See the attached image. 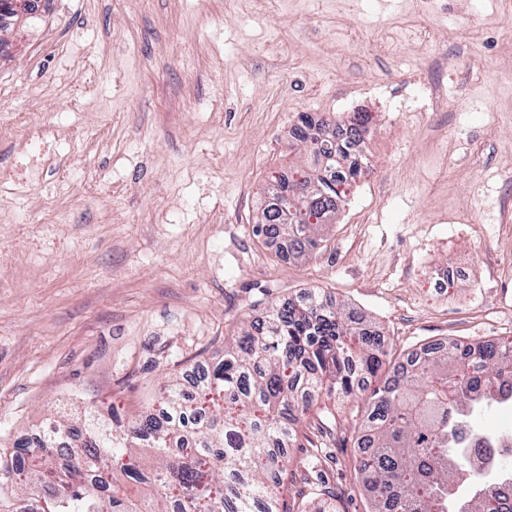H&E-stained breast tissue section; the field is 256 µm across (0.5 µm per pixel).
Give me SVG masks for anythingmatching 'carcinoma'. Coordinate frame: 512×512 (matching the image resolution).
Segmentation results:
<instances>
[{
	"instance_id": "obj_1",
	"label": "carcinoma",
	"mask_w": 512,
	"mask_h": 512,
	"mask_svg": "<svg viewBox=\"0 0 512 512\" xmlns=\"http://www.w3.org/2000/svg\"><path fill=\"white\" fill-rule=\"evenodd\" d=\"M369 124L366 112L344 130L301 116L295 136L314 166L272 178L256 235L316 249L360 172ZM388 356L352 313L318 294L290 300L224 346L193 390L164 386L124 434L86 411L43 426L35 448H0V512H282L288 449L323 396L364 400L357 471L370 512H512V474L469 465L496 449L462 431L482 405L512 402V337L443 341L392 366ZM121 479L140 495L120 493Z\"/></svg>"
}]
</instances>
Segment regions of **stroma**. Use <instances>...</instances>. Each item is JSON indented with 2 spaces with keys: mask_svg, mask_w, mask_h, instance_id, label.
<instances>
[{
  "mask_svg": "<svg viewBox=\"0 0 512 512\" xmlns=\"http://www.w3.org/2000/svg\"><path fill=\"white\" fill-rule=\"evenodd\" d=\"M371 116L313 254L254 233L300 114ZM52 128L48 171L9 176ZM512 0H40L0 28V441L165 381L310 291L394 354L512 336ZM453 269L448 287L435 273ZM281 498L369 512L354 405L301 420Z\"/></svg>",
  "mask_w": 512,
  "mask_h": 512,
  "instance_id": "1",
  "label": "stroma"
}]
</instances>
